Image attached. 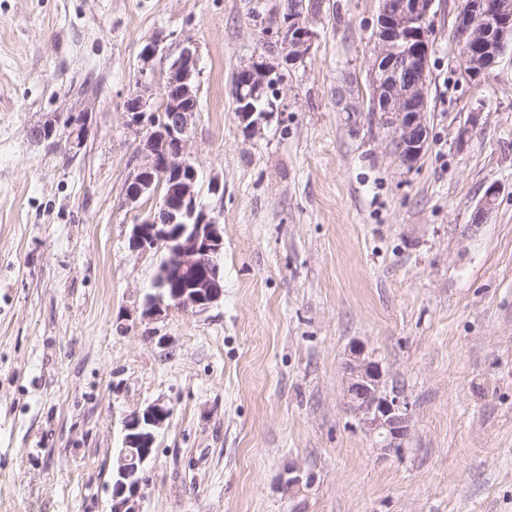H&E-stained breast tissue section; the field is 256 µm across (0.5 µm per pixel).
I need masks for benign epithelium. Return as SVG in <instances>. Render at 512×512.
<instances>
[{
	"mask_svg": "<svg viewBox=\"0 0 512 512\" xmlns=\"http://www.w3.org/2000/svg\"><path fill=\"white\" fill-rule=\"evenodd\" d=\"M305 0H283L276 20L264 29L263 49L296 66L309 55L315 33L308 23ZM436 0H379L374 32V58L369 69V99L354 94L357 79L348 76L337 91L345 112H370L389 134L400 166L412 169L429 142L427 125L428 63L432 46L430 17ZM453 34L464 48V74L485 75L512 46V0H465ZM165 56L163 41L147 43L141 52L135 88L125 103L130 125L143 129L135 154L138 163L128 175L123 195L131 205L150 202L146 215L132 225L128 249L135 255L164 253L155 279V293L145 297L142 315L157 318L166 309L200 314L224 300L221 254L224 229L200 202L198 171L191 160V128L198 112V43L182 44L161 79L151 62ZM286 76L266 61L238 70L234 83L236 112L246 128L259 133L278 111ZM88 113L77 124L60 126L49 118L32 130L38 143L66 138L70 151L81 149ZM499 189L489 186L472 223L482 224L493 210ZM347 394L361 424L385 451H398L409 431L411 407L401 392L384 388L381 364L366 355L358 342L349 348ZM173 414L158 400L131 413L124 421L123 446L112 462L110 512H140L142 475L152 460L157 433Z\"/></svg>",
	"mask_w": 512,
	"mask_h": 512,
	"instance_id": "1",
	"label": "benign epithelium"
}]
</instances>
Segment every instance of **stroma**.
Here are the masks:
<instances>
[{
    "label": "stroma",
    "instance_id": "1",
    "mask_svg": "<svg viewBox=\"0 0 512 512\" xmlns=\"http://www.w3.org/2000/svg\"><path fill=\"white\" fill-rule=\"evenodd\" d=\"M437 0L430 143L411 170L367 112L378 0H311L316 38L261 133L237 71L279 0H0V512H110L126 415L156 400L140 512H512V48L469 79ZM201 46L191 152L224 228V299L142 317L124 104L144 46ZM89 109L78 154L33 141ZM500 193L472 222L485 190ZM361 341L411 405L377 448L347 396ZM298 476L288 487L289 476Z\"/></svg>",
    "mask_w": 512,
    "mask_h": 512
}]
</instances>
